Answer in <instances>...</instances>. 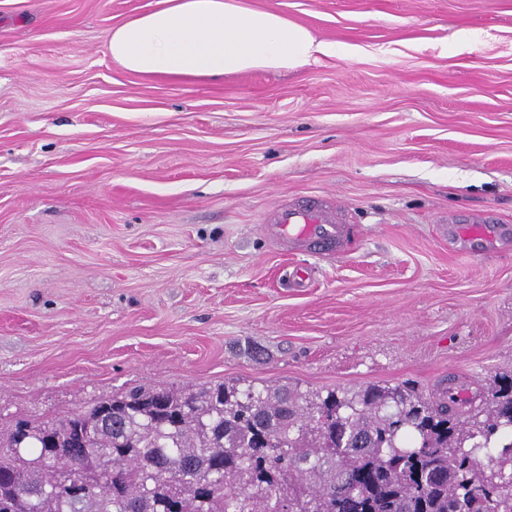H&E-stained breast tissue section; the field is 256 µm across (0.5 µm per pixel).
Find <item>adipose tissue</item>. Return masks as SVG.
Wrapping results in <instances>:
<instances>
[{"label":"adipose tissue","instance_id":"ef3b65f1","mask_svg":"<svg viewBox=\"0 0 512 512\" xmlns=\"http://www.w3.org/2000/svg\"><path fill=\"white\" fill-rule=\"evenodd\" d=\"M113 61L139 75L220 80L256 69H297L336 53L335 44L274 9L243 0H161L112 30Z\"/></svg>","mask_w":512,"mask_h":512}]
</instances>
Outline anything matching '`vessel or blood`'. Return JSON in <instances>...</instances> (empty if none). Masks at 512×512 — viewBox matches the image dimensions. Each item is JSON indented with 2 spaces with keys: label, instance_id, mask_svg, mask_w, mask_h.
I'll list each match as a JSON object with an SVG mask.
<instances>
[{
  "label": "vessel or blood",
  "instance_id": "1",
  "mask_svg": "<svg viewBox=\"0 0 512 512\" xmlns=\"http://www.w3.org/2000/svg\"><path fill=\"white\" fill-rule=\"evenodd\" d=\"M273 224L281 238L315 254L340 252L354 234L342 210L323 196L302 197L281 206Z\"/></svg>",
  "mask_w": 512,
  "mask_h": 512
}]
</instances>
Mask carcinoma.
I'll list each match as a JSON object with an SVG mask.
<instances>
[{"label": "carcinoma", "mask_w": 512, "mask_h": 512, "mask_svg": "<svg viewBox=\"0 0 512 512\" xmlns=\"http://www.w3.org/2000/svg\"><path fill=\"white\" fill-rule=\"evenodd\" d=\"M508 481L512 373L463 412L403 384L236 381L0 425V512H512Z\"/></svg>", "instance_id": "cac0c4a2"}]
</instances>
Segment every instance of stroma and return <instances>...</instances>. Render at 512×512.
I'll list each match as a JSON object with an SVG mask.
<instances>
[{"label":"stroma","instance_id":"stroma-1","mask_svg":"<svg viewBox=\"0 0 512 512\" xmlns=\"http://www.w3.org/2000/svg\"><path fill=\"white\" fill-rule=\"evenodd\" d=\"M336 56L138 76L114 26L158 0H0V422L135 385L410 384L512 371V0H245ZM325 196L358 240L261 231Z\"/></svg>","mask_w":512,"mask_h":512}]
</instances>
